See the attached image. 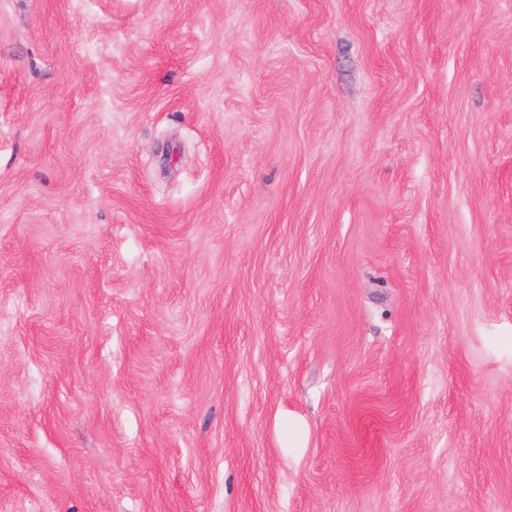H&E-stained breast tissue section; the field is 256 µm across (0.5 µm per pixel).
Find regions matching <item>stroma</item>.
Masks as SVG:
<instances>
[{"label":"stroma","mask_w":512,"mask_h":512,"mask_svg":"<svg viewBox=\"0 0 512 512\" xmlns=\"http://www.w3.org/2000/svg\"><path fill=\"white\" fill-rule=\"evenodd\" d=\"M0 512H512V0H0Z\"/></svg>","instance_id":"obj_1"}]
</instances>
